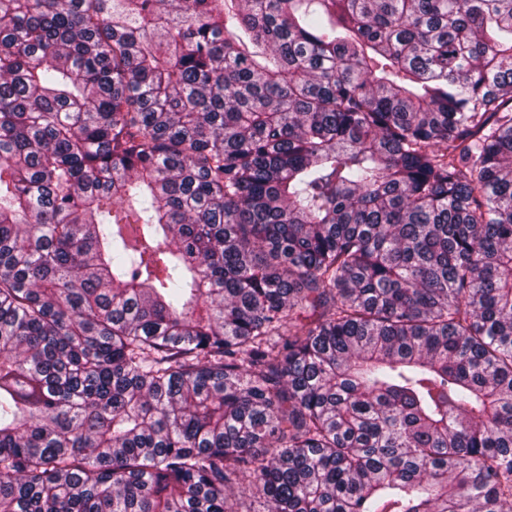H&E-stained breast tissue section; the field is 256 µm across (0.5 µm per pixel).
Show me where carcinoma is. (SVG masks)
Here are the masks:
<instances>
[{
  "instance_id": "carcinoma-1",
  "label": "carcinoma",
  "mask_w": 512,
  "mask_h": 512,
  "mask_svg": "<svg viewBox=\"0 0 512 512\" xmlns=\"http://www.w3.org/2000/svg\"><path fill=\"white\" fill-rule=\"evenodd\" d=\"M512 512V0H0V512Z\"/></svg>"
}]
</instances>
